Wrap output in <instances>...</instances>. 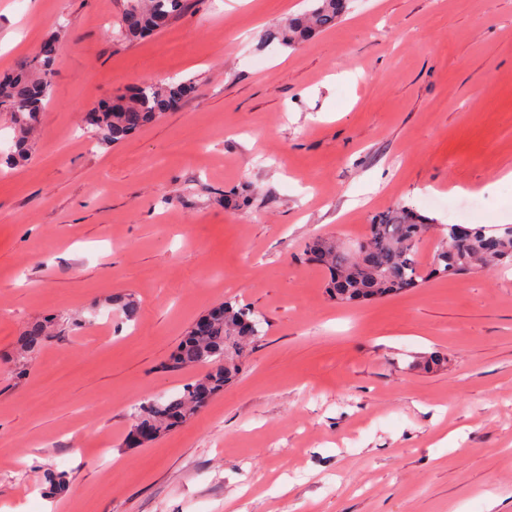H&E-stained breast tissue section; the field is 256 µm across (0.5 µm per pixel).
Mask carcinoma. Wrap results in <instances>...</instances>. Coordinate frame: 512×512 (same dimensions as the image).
Segmentation results:
<instances>
[{"mask_svg": "<svg viewBox=\"0 0 512 512\" xmlns=\"http://www.w3.org/2000/svg\"><path fill=\"white\" fill-rule=\"evenodd\" d=\"M120 32L126 40L143 39L161 30L186 7V0H127ZM348 0H316L309 11L277 25L264 34L265 41L296 47L320 31L338 24ZM57 39H47L41 49L37 73L20 72L0 77V111L8 112L20 133L9 158L19 165L27 158L25 133L38 120L55 92L52 65ZM195 82H144L127 95L87 113L105 143H119L135 135L147 123L182 102L195 91ZM433 224L412 208L398 205L376 215L365 240L353 252L335 241L317 238L303 252L304 260L325 268L327 288L339 305L351 306L384 299L419 288L434 278H448L495 265L512 264V227L488 234L481 227L448 224L445 238L429 264L419 260L418 248ZM260 320L251 308L226 301L192 325L169 358L167 367L182 370L204 366L206 371L183 391L166 399H149L134 412L127 444L140 446L137 428L149 425L161 434L191 417L214 394L224 390L239 373L247 351L261 332Z\"/></svg>", "mask_w": 512, "mask_h": 512, "instance_id": "1", "label": "carcinoma"}]
</instances>
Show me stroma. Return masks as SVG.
<instances>
[{"label":"stroma","instance_id":"obj_1","mask_svg":"<svg viewBox=\"0 0 512 512\" xmlns=\"http://www.w3.org/2000/svg\"><path fill=\"white\" fill-rule=\"evenodd\" d=\"M313 4L187 0L129 43L126 0H0V72L58 38L22 165L0 112V512H512V270L345 307L302 260L398 203L436 226L424 260L439 225L512 226V0H350L302 46L265 42ZM189 78L119 144L85 121ZM464 196L478 210L450 216ZM227 300L263 320L242 373L128 447L136 407L199 375L163 365ZM433 352L447 366L416 368Z\"/></svg>","mask_w":512,"mask_h":512}]
</instances>
